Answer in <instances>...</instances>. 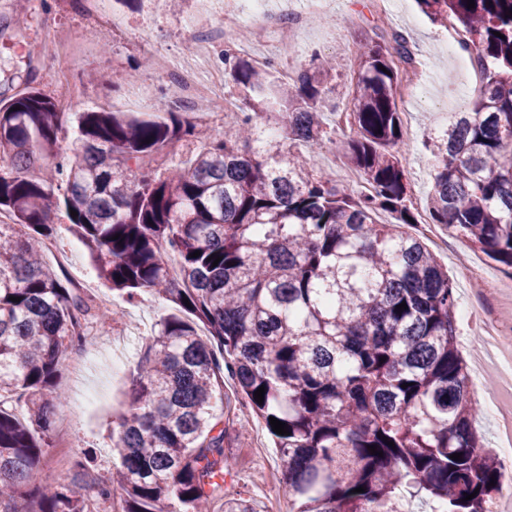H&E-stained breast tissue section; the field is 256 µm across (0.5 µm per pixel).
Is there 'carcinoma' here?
I'll return each instance as SVG.
<instances>
[{"mask_svg": "<svg viewBox=\"0 0 512 512\" xmlns=\"http://www.w3.org/2000/svg\"><path fill=\"white\" fill-rule=\"evenodd\" d=\"M474 2L416 0L431 21L464 24L484 75L471 110L430 138L428 211L512 276V0ZM391 40L358 48L343 142L368 185L355 195L253 122L260 109L287 139L325 136L328 67L317 56L292 89L227 40L224 69L246 95L222 136L198 128L193 106L162 120L83 112L61 156L65 113L53 100L34 89L0 100V213L11 219L0 224V397L27 407L21 418L0 409V512H85L90 496L118 498L122 512H208L216 500L224 512H257L226 494L235 463L225 453V374L255 415L287 424L289 434L270 435L290 512H401L412 498L430 512H491L504 483L475 426L453 288L410 232L418 219L395 150L404 130L394 58L410 62L413 51L401 33ZM179 142L201 149L158 171L157 157ZM53 204L112 290L130 301L149 291L175 309L132 373L112 436L118 463L103 476L74 458L77 487L32 482L63 401L60 363L84 339L75 288L41 254ZM379 210L395 222L375 223Z\"/></svg>", "mask_w": 512, "mask_h": 512, "instance_id": "cac0c4a2", "label": "carcinoma"}]
</instances>
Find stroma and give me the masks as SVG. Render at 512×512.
Returning <instances> with one entry per match:
<instances>
[{"instance_id": "35a3bbf8", "label": "stroma", "mask_w": 512, "mask_h": 512, "mask_svg": "<svg viewBox=\"0 0 512 512\" xmlns=\"http://www.w3.org/2000/svg\"><path fill=\"white\" fill-rule=\"evenodd\" d=\"M111 8L126 18L127 29L108 30L103 18L87 14L84 0H0V98L13 97L32 86L54 100L66 114L59 135L61 149L70 147L81 112L105 110L143 119L163 117L171 102L172 78L156 68L144 67V59L152 56L157 44L176 56L207 49L212 36L225 24L224 18L215 14L195 30L183 29L179 21L192 10V0H161L155 9L148 0H111ZM59 30L93 40L94 50L61 64L50 49V41ZM395 31L408 38L416 59L433 61L429 71L416 74L422 93L398 101L405 131L398 157L409 184L408 205L420 215L425 211L436 174L427 138L446 129L450 113L469 111L477 94L476 72L461 68L440 52L448 37L445 26L425 17L414 0H336L333 13L308 17L298 32L295 57L278 61L273 79L282 81L285 72L296 73L308 67L313 55L335 58V71L322 79L328 133L318 144L299 146L298 151L314 168L334 172L340 188L361 189V182L353 181L354 171L343 158L344 136L337 128L333 111L347 105V94L354 88L359 70L356 45ZM134 73L150 83L155 101L152 108L137 109L126 104ZM50 215L55 233L53 249L45 254L46 262L70 273L83 271L94 276L89 253L69 231L67 219L56 209ZM413 231L423 236L430 250L447 265L459 309L478 304L465 273L467 266L479 267L488 279L505 280L499 264L471 250L465 241L449 236L441 226L419 223ZM93 284L101 294L110 295L117 316L106 330L89 329V344L124 336L130 319L140 324V334L113 352L111 363L98 362L79 370L74 366L75 354H68L63 360L57 384L66 396L71 398L93 389L100 397L71 427L63 419L64 407L55 408L51 444L44 449L40 467L33 474L37 481L50 473L62 483L74 482L76 471L71 465L55 468L50 464L52 457L61 452L69 458L84 456L87 468L94 471L111 468L112 430L127 409L131 373L143 352L146 336L170 312L169 304L151 293H141L130 302L110 293L95 276ZM224 404L234 416L249 419L245 427L230 429L227 454L236 466L227 479V492L251 499L258 512H268L269 482L281 477L280 452L262 419L251 416L229 380L224 383Z\"/></svg>"}]
</instances>
